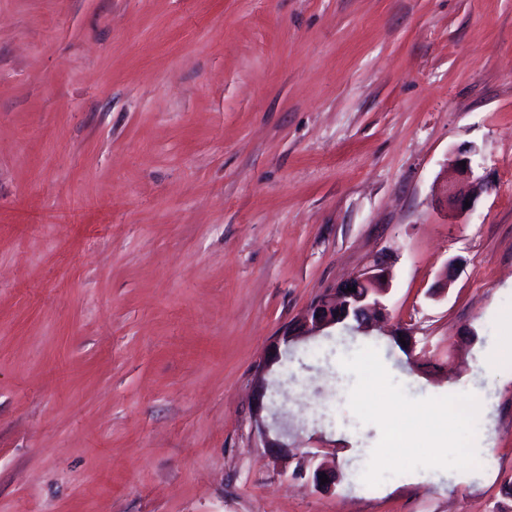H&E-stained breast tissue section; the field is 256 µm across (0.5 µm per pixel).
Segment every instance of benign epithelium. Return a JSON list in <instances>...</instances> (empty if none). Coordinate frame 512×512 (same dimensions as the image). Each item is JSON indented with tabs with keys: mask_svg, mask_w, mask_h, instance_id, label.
Returning a JSON list of instances; mask_svg holds the SVG:
<instances>
[{
	"mask_svg": "<svg viewBox=\"0 0 512 512\" xmlns=\"http://www.w3.org/2000/svg\"><path fill=\"white\" fill-rule=\"evenodd\" d=\"M461 161L466 162V165H459ZM450 165L456 173L458 183L450 188L449 201L454 215L460 216L466 212L465 202H473L489 189V181L474 173L471 160L466 156L461 154L456 156L450 160ZM349 287L356 288V291H347ZM388 288V266L386 262L379 261L353 280L322 292L302 313L296 323L287 327L282 335L274 339L268 357L255 373L254 383L257 398L253 415L261 447L266 449L275 464L280 465L294 456L293 448L270 437L269 430L262 419L264 409L262 398L268 387L266 375L274 364L281 361L280 345H287L296 339L314 336L327 327L346 321L355 322L354 329L358 331L370 330L386 316V308L380 297L386 293ZM314 458L316 455L311 452L303 454L291 477L304 478L317 491L330 493L335 489L339 479L336 464L326 461L316 464L313 462ZM322 474L326 475V479H328V482L323 485L319 480Z\"/></svg>",
	"mask_w": 512,
	"mask_h": 512,
	"instance_id": "obj_1",
	"label": "benign epithelium"
}]
</instances>
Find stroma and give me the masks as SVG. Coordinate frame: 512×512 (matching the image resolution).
Wrapping results in <instances>:
<instances>
[{
	"mask_svg": "<svg viewBox=\"0 0 512 512\" xmlns=\"http://www.w3.org/2000/svg\"><path fill=\"white\" fill-rule=\"evenodd\" d=\"M492 188L447 216L448 160ZM388 256L387 329L290 346ZM452 282L435 285L442 272ZM512 0H0V512H512ZM408 328L414 355L389 331ZM481 403L476 468L361 475L341 357ZM388 279L387 263L377 262L353 280L322 292L296 323L287 327L281 336L274 339L268 357L255 373L257 398L253 415L261 448L266 449L275 464L286 469V465L282 466V461H287L296 455L288 444L270 437L269 430L262 419L264 409L262 398L268 387L266 375L274 364L281 361L280 345H288L296 339L315 336L327 327L346 321H356L353 327L358 331H369L386 316V308L379 297L388 290ZM348 287H355L356 292L347 291ZM497 326L494 343L482 352L478 360L479 366L487 372L512 361V312L502 311L498 315ZM314 458H316L315 454L311 452L304 453L293 470L291 477L304 478L309 484L313 485L316 491L331 493L335 489L336 482L339 479L336 464L334 462L330 464L326 461H322L314 465ZM321 474H326V479H328V482H325L324 485H320L321 480H319V477Z\"/></svg>",
	"mask_w": 512,
	"mask_h": 512,
	"instance_id": "35a3bbf8",
	"label": "stroma"
}]
</instances>
